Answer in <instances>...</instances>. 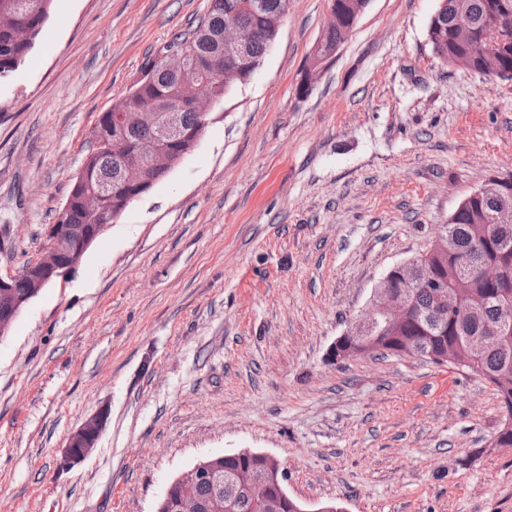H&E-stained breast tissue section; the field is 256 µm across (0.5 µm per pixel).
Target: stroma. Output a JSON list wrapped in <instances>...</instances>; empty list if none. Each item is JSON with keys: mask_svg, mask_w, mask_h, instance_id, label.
<instances>
[{"mask_svg": "<svg viewBox=\"0 0 512 512\" xmlns=\"http://www.w3.org/2000/svg\"><path fill=\"white\" fill-rule=\"evenodd\" d=\"M208 4L55 0L0 81V275L40 257L100 114ZM437 5L369 0L307 84L329 2L288 0L197 145L0 340V512H154L200 459L246 449L311 512H512L491 384L327 357L385 274L512 172V79L443 64ZM102 410L94 450L64 465ZM107 422V411H100L90 419L86 420L76 431H74L68 440L65 450V464L71 465L85 459L93 449L87 453L75 454L72 451L74 445L81 444L84 448H95L97 440Z\"/></svg>", "mask_w": 512, "mask_h": 512, "instance_id": "obj_1", "label": "stroma"}]
</instances>
